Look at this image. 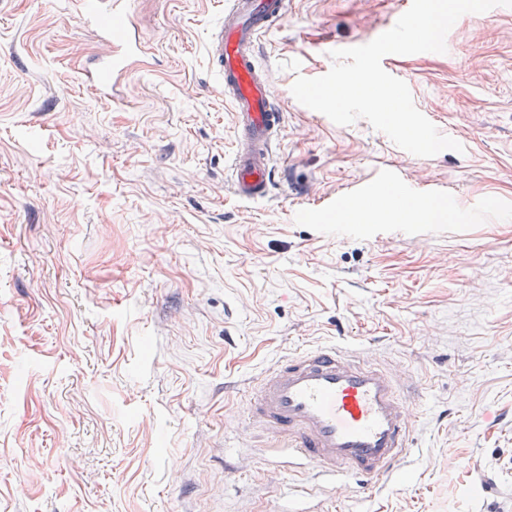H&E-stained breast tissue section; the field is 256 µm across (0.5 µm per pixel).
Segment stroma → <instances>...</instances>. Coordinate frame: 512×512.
<instances>
[{"instance_id":"stroma-1","label":"stroma","mask_w":512,"mask_h":512,"mask_svg":"<svg viewBox=\"0 0 512 512\" xmlns=\"http://www.w3.org/2000/svg\"><path fill=\"white\" fill-rule=\"evenodd\" d=\"M399 2L287 0L258 53L283 113L272 196L244 202L204 53L224 0H129L147 53L108 100L68 0H0V512L512 506V12L389 62L461 151L412 155L291 93ZM388 172L431 220L385 211ZM330 342L418 415L392 479H321L248 415L261 372Z\"/></svg>"}]
</instances>
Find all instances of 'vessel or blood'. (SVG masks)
<instances>
[{"label":"vessel or blood","instance_id":"vessel-or-blood-1","mask_svg":"<svg viewBox=\"0 0 512 512\" xmlns=\"http://www.w3.org/2000/svg\"><path fill=\"white\" fill-rule=\"evenodd\" d=\"M70 6L103 45L84 66L83 79L101 99H111L113 76L143 53L140 39H113L111 22L125 0H71ZM284 8L285 0H228L208 34V67L233 116L230 188L246 202L265 199L273 178L282 114L256 49ZM252 414L290 456L323 476L352 475L372 484L391 477L412 454L414 417L391 375L335 345L277 360L256 384Z\"/></svg>","mask_w":512,"mask_h":512}]
</instances>
